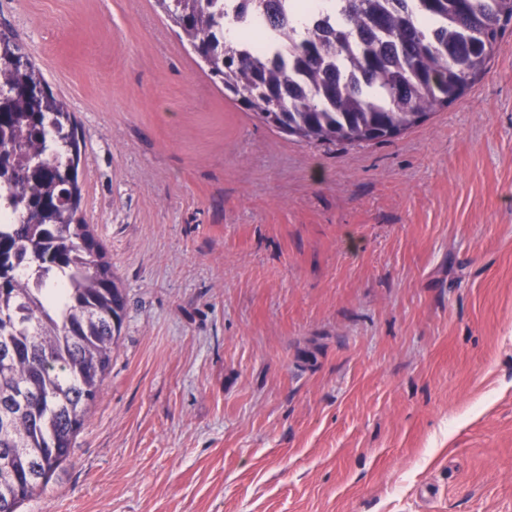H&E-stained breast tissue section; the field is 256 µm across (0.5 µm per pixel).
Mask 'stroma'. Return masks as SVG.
<instances>
[{
	"label": "stroma",
	"mask_w": 512,
	"mask_h": 512,
	"mask_svg": "<svg viewBox=\"0 0 512 512\" xmlns=\"http://www.w3.org/2000/svg\"><path fill=\"white\" fill-rule=\"evenodd\" d=\"M85 136L126 294L69 462L20 512H512V33L384 142L308 143L156 0H0Z\"/></svg>",
	"instance_id": "stroma-1"
}]
</instances>
